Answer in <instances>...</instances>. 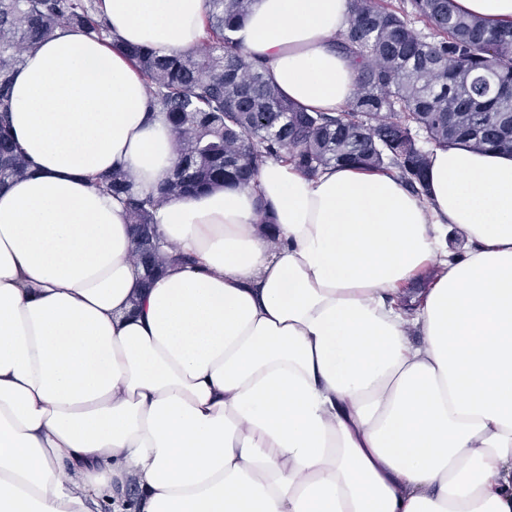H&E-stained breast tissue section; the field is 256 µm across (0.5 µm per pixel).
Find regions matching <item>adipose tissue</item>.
Returning a JSON list of instances; mask_svg holds the SVG:
<instances>
[{"label": "adipose tissue", "instance_id": "ef3b65f1", "mask_svg": "<svg viewBox=\"0 0 512 512\" xmlns=\"http://www.w3.org/2000/svg\"><path fill=\"white\" fill-rule=\"evenodd\" d=\"M350 0H255L237 38L334 112ZM23 55L0 187V512H512V158L434 149L427 189L267 162L167 200L142 284L95 182L154 193L178 157L127 46L187 53L207 0H103ZM265 204L275 225L256 221Z\"/></svg>", "mask_w": 512, "mask_h": 512}]
</instances>
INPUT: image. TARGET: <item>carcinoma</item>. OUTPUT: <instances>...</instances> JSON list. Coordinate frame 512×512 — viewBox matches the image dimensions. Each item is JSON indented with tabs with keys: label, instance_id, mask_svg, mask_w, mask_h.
<instances>
[{
	"label": "carcinoma",
	"instance_id": "cac0c4a2",
	"mask_svg": "<svg viewBox=\"0 0 512 512\" xmlns=\"http://www.w3.org/2000/svg\"><path fill=\"white\" fill-rule=\"evenodd\" d=\"M102 0H0V186L28 174L8 123L12 74L24 52L63 27L109 35ZM205 35L192 54L133 46L151 107L167 114L179 163L158 195L125 175L100 178L133 224H155L171 197L232 185L248 188L270 160L316 176L354 165L392 167L416 193L432 149L512 155V23L457 11L454 0H351L337 48L359 64L341 112L309 111L286 98L235 33L254 0H208Z\"/></svg>",
	"mask_w": 512,
	"mask_h": 512
}]
</instances>
